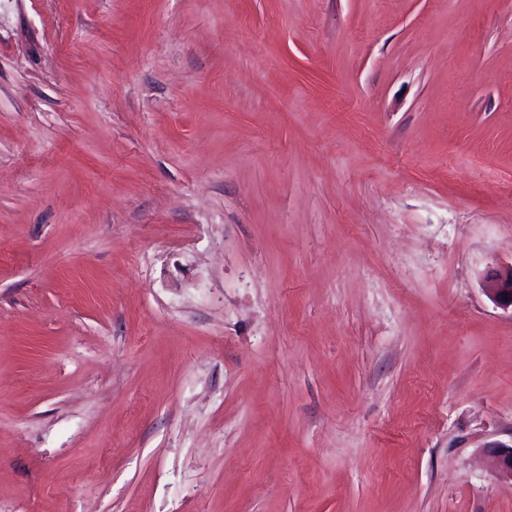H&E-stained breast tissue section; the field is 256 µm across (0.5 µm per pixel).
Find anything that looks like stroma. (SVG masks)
<instances>
[{"label":"stroma","mask_w":512,"mask_h":512,"mask_svg":"<svg viewBox=\"0 0 512 512\" xmlns=\"http://www.w3.org/2000/svg\"><path fill=\"white\" fill-rule=\"evenodd\" d=\"M512 0H0V512H512ZM486 287L491 300L502 309L510 308L512 313V266L500 271Z\"/></svg>","instance_id":"35a3bbf8"}]
</instances>
